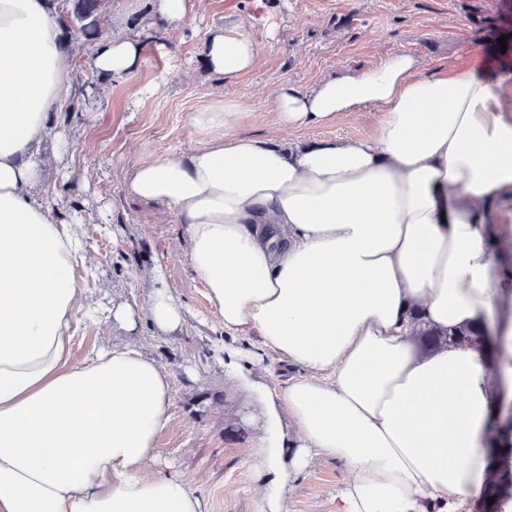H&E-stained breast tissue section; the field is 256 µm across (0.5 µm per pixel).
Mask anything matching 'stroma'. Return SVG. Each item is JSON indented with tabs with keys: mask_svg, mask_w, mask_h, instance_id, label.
<instances>
[{
	"mask_svg": "<svg viewBox=\"0 0 512 512\" xmlns=\"http://www.w3.org/2000/svg\"><path fill=\"white\" fill-rule=\"evenodd\" d=\"M109 14L145 45L139 67L124 80L92 70L93 48L69 47L75 60L61 101L59 121L75 130L67 143L71 163L38 194L50 207L79 211L94 275L81 285L102 303L145 304L142 274L156 266L189 312L186 327L162 336L142 323L135 338L119 329L86 328L74 340V356L96 346L135 341L168 373L172 421L157 444L159 467L174 472L199 494L205 512H256L266 479L246 461L259 429L244 417L258 408L252 392L225 375L220 362L229 336L186 260V235L175 210L164 203L132 201L123 194L127 159L161 150L176 156L194 139L189 118L218 96L242 99L250 117L240 133L261 136L265 114L282 85L302 90L342 70H365L394 52L420 59L424 73L477 61L512 63V0H195L189 22L149 27L151 0H112ZM239 25L257 42L259 66L227 83L204 63L208 33ZM154 92L134 97V89ZM377 113L365 110L329 126L290 133L288 141L344 142L372 135ZM346 477L336 460L317 457L289 481L290 512H330V500Z\"/></svg>",
	"mask_w": 512,
	"mask_h": 512,
	"instance_id": "stroma-1",
	"label": "stroma"
}]
</instances>
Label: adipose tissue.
Returning a JSON list of instances; mask_svg holds the SVG:
<instances>
[{
  "mask_svg": "<svg viewBox=\"0 0 512 512\" xmlns=\"http://www.w3.org/2000/svg\"><path fill=\"white\" fill-rule=\"evenodd\" d=\"M143 46L116 31L90 58L126 78ZM259 49L241 28L212 33L208 70L231 82ZM71 54L50 0H0V512H204L179 475L157 467L174 394L136 344L73 355L81 325L173 334L187 311L161 280L141 306H103L81 288L95 259L76 215L36 195L67 142L54 114ZM378 112L373 134L292 146L278 131ZM235 97L190 123L195 143L129 164L126 192L170 204L187 260L230 336L224 367L267 355L301 367L279 392L257 388L268 477L258 512H285L290 475L317 456L347 476L331 512H469L489 472L512 464V282L500 247L512 223V68L475 63L426 75L406 52L303 91L283 85L270 135L246 136ZM58 144L44 156L45 142ZM486 325L478 348L426 350L418 329ZM255 387V386H254Z\"/></svg>",
  "mask_w": 512,
  "mask_h": 512,
  "instance_id": "adipose-tissue-1",
  "label": "adipose tissue"
}]
</instances>
